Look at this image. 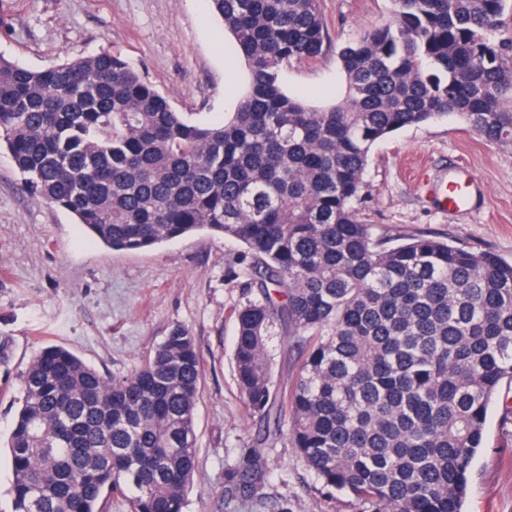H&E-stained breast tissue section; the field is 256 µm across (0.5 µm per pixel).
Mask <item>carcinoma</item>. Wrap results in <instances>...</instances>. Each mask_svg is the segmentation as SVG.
<instances>
[{
	"label": "carcinoma",
	"mask_w": 512,
	"mask_h": 512,
	"mask_svg": "<svg viewBox=\"0 0 512 512\" xmlns=\"http://www.w3.org/2000/svg\"><path fill=\"white\" fill-rule=\"evenodd\" d=\"M248 70L200 122L119 51L31 69L0 56V149L33 195L118 251L206 230L244 246L235 374L265 429L224 469V497L265 484V445L295 449L358 512H462L490 408L512 385V263L428 234L392 245L355 202L373 146L448 114L512 145L506 0H393L340 48L343 98L315 107L283 74L331 48L319 0H210ZM280 327L296 379L273 388ZM201 363L179 324L130 374L40 348L7 448L13 512H184Z\"/></svg>",
	"instance_id": "1"
}]
</instances>
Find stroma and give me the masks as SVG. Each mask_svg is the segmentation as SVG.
<instances>
[{"mask_svg": "<svg viewBox=\"0 0 512 512\" xmlns=\"http://www.w3.org/2000/svg\"><path fill=\"white\" fill-rule=\"evenodd\" d=\"M331 49L284 76L288 94L332 104L345 92L338 51L359 31L388 19L392 0H320ZM0 56L30 68L103 50L120 51L180 112L214 121L231 111L246 69L209 0H0ZM464 164L480 184L470 210L450 214L432 190ZM360 218L393 240L419 232L486 250L512 262V146L480 138L458 117L401 129L372 149ZM241 243L204 231L143 252L92 240L67 212L23 187L0 150V512H12L7 442L20 374L41 347L63 346L102 374L126 376L170 327H187L202 365L195 412L198 465L185 512H355L348 496L327 495L294 449L268 448L264 488L245 502L224 498V469L263 424L235 380L233 311L246 291L232 276ZM512 388L502 387L474 458L464 512H512Z\"/></svg>", "mask_w": 512, "mask_h": 512, "instance_id": "35a3bbf8", "label": "stroma"}]
</instances>
